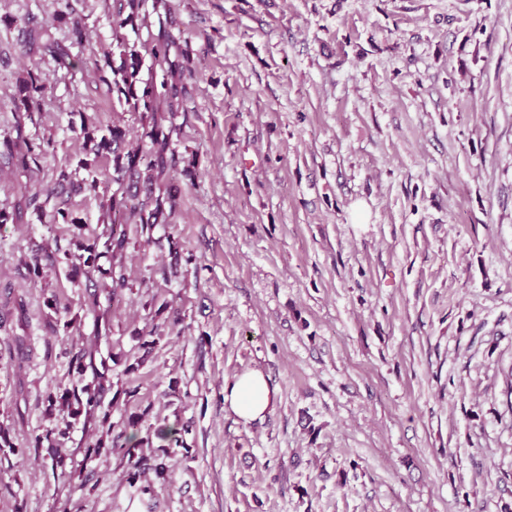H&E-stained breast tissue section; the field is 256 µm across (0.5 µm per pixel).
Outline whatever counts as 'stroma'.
<instances>
[{"label": "stroma", "mask_w": 512, "mask_h": 512, "mask_svg": "<svg viewBox=\"0 0 512 512\" xmlns=\"http://www.w3.org/2000/svg\"><path fill=\"white\" fill-rule=\"evenodd\" d=\"M167 2L195 59L172 134L195 175L174 223L131 233L117 304L97 272L28 279L72 225L0 224V427L19 445L50 428L43 393L76 346L136 364L114 432L140 412L192 430L149 495L120 456L86 457L89 429L0 454V512H512V0ZM35 64L49 101L19 120L55 150L31 178L0 159L10 211L73 164L71 113L143 131L93 71L0 26V101ZM51 298L73 327L49 328ZM250 370L277 398L247 424L223 396Z\"/></svg>", "instance_id": "1"}]
</instances>
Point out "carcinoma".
Masks as SVG:
<instances>
[{
  "label": "carcinoma",
  "instance_id": "1",
  "mask_svg": "<svg viewBox=\"0 0 512 512\" xmlns=\"http://www.w3.org/2000/svg\"><path fill=\"white\" fill-rule=\"evenodd\" d=\"M84 0H54L55 9L46 19L29 13L23 18L10 15L0 16V24L17 30V42L30 54H37L43 61L53 64L57 70L74 74L91 66L98 74L99 81L123 112H137L146 122L141 143L135 147L127 144V130L112 124L104 127L97 115L82 112L80 123L69 124L68 130L82 141V157L76 167L63 166L55 170L57 193L69 187H78L99 200V221L109 225L104 250H99L100 238L83 233L85 221L62 208L46 211V203L40 201L35 192L25 200V206L39 216H49L50 222L72 224L78 230L77 249H56L43 258H36L28 264V276L33 280L43 278L44 266L62 265L70 277L90 275L100 270L98 261L110 255L112 265L108 276L112 280V298L120 296L128 286L124 272L123 256L129 244L130 225L148 234L157 224L173 223L181 187L174 181L177 173L185 177L194 174L195 161L186 158L172 147L171 136L174 127H165L158 119L161 107H167L169 119L173 120L179 108L192 98V88L185 81V74L194 68L191 50L178 45V37L172 32L173 21L159 22L158 32L150 40L141 42L129 39L128 32L139 34L150 28V13L147 0H112V27L109 46L100 48L86 57L83 48L90 40V31L85 16L77 5ZM177 50L176 60L170 59L171 49ZM152 64L166 66L161 81L145 79L142 76L146 59ZM48 97V87L40 68L25 70L15 81V90L10 98L0 103V108L16 114L40 112ZM50 142L39 137L29 138L22 127L15 125L14 133H5L0 138V157L21 173L32 175L41 169ZM112 159V174L102 178L100 160ZM115 189H110V186ZM85 354L78 350L70 352L68 362L69 384L47 388L43 399L57 421L55 430L35 434L18 448L9 433L0 428V449L21 460L38 452L43 441L58 432L68 433L80 417L98 418L102 433L92 445L86 448L90 457L103 451L118 454L130 464V484L138 485L142 494L151 493V486L138 484L148 472L162 478L168 470L167 460L177 453L183 444L182 434L189 432V423L176 421L173 426L148 427L146 435L138 436L145 414L131 415L126 427L132 433L123 444H108L106 437L112 428L111 413L102 409L106 388L105 376L97 373L94 381L85 380Z\"/></svg>",
  "mask_w": 512,
  "mask_h": 512
}]
</instances>
